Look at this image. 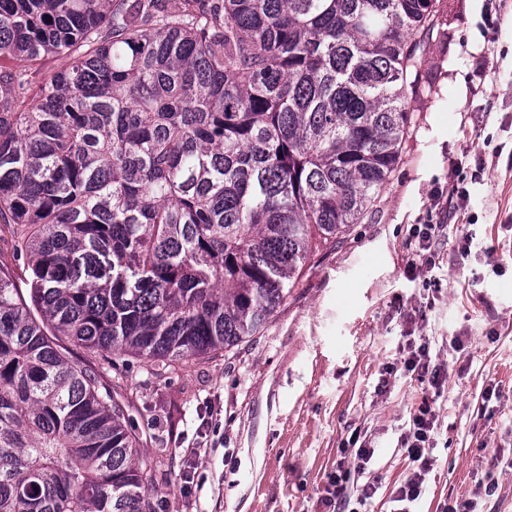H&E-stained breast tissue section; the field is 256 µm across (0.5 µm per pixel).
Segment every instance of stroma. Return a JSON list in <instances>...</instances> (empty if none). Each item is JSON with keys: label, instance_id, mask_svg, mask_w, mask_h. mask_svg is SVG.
<instances>
[{"label": "stroma", "instance_id": "35a3bbf8", "mask_svg": "<svg viewBox=\"0 0 512 512\" xmlns=\"http://www.w3.org/2000/svg\"><path fill=\"white\" fill-rule=\"evenodd\" d=\"M440 13L420 61L432 90L412 105L397 168L259 334L162 380L140 358L75 348L128 396L159 512H328L329 476L355 442L374 451L358 478L376 489L367 512H395L417 468L402 437L426 397L438 420L416 512L467 499L512 512V0H441ZM462 160L477 178L429 266L411 227L449 221L440 204ZM420 344L441 391L404 367Z\"/></svg>", "mask_w": 512, "mask_h": 512}]
</instances>
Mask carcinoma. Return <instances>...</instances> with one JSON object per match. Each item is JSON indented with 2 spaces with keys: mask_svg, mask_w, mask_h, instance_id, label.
<instances>
[{
  "mask_svg": "<svg viewBox=\"0 0 512 512\" xmlns=\"http://www.w3.org/2000/svg\"><path fill=\"white\" fill-rule=\"evenodd\" d=\"M440 0H0V512H154L62 338L162 373L256 335L395 170ZM21 64L28 70L30 76L31 84L26 100V102H28L31 97L38 92L45 76L65 68L67 66V60L63 56L45 55L41 56L36 61ZM0 260L5 267L11 269L18 288H30L28 275L22 272L24 262L22 259L17 260L14 257L11 241L8 237L0 241Z\"/></svg>",
  "mask_w": 512,
  "mask_h": 512,
  "instance_id": "carcinoma-1",
  "label": "carcinoma"
}]
</instances>
